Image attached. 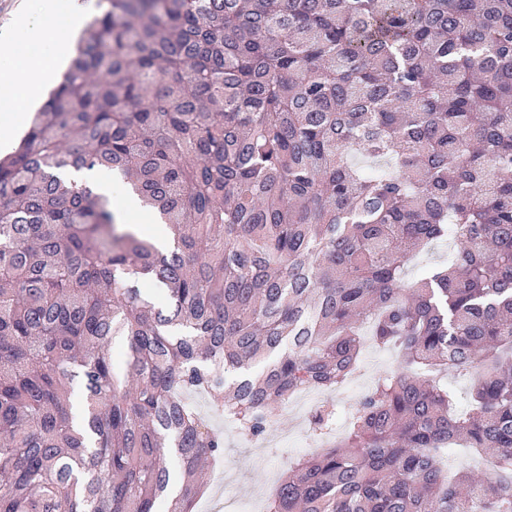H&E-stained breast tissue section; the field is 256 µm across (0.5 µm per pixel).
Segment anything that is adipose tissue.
Returning <instances> with one entry per match:
<instances>
[{
  "instance_id": "obj_1",
  "label": "adipose tissue",
  "mask_w": 512,
  "mask_h": 512,
  "mask_svg": "<svg viewBox=\"0 0 512 512\" xmlns=\"http://www.w3.org/2000/svg\"><path fill=\"white\" fill-rule=\"evenodd\" d=\"M85 22L78 0H23L16 22L0 27V100L37 99L67 62Z\"/></svg>"
}]
</instances>
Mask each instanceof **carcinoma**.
<instances>
[{
	"label": "carcinoma",
	"instance_id": "obj_1",
	"mask_svg": "<svg viewBox=\"0 0 512 512\" xmlns=\"http://www.w3.org/2000/svg\"><path fill=\"white\" fill-rule=\"evenodd\" d=\"M363 323L399 365L266 512H512V0H109L0 160V512H194L224 436L184 393L258 437L347 382ZM425 367L477 377L471 410ZM457 446L491 472L448 478ZM91 177L95 181L96 192L98 195H103L108 198L111 197V187L114 177L111 180L110 175L105 171L92 172ZM112 208L118 214V219L121 221L120 214H124L128 211L134 210L137 207V200L131 196L124 195L123 198L113 200L111 197ZM448 263V244L435 242L420 252L405 268L407 278L417 277L423 268Z\"/></svg>",
	"mask_w": 512,
	"mask_h": 512
}]
</instances>
